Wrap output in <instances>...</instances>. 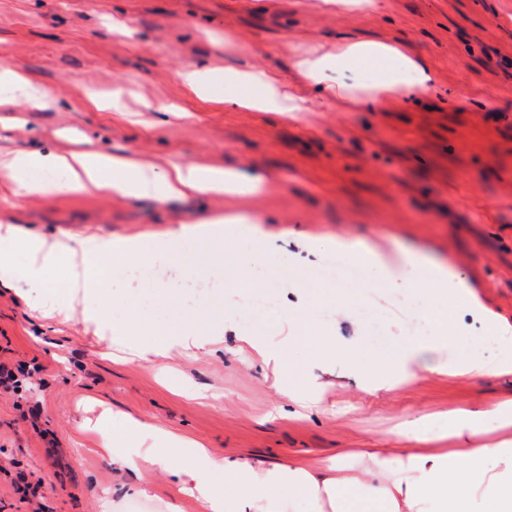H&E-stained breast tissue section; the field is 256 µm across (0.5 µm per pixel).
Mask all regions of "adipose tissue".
Masks as SVG:
<instances>
[{"label": "adipose tissue", "instance_id": "adipose-tissue-1", "mask_svg": "<svg viewBox=\"0 0 512 512\" xmlns=\"http://www.w3.org/2000/svg\"><path fill=\"white\" fill-rule=\"evenodd\" d=\"M302 85L286 86L265 68L252 65L216 70L193 65L180 73L196 97L224 102L251 112L285 116L305 111L304 86L332 94L337 111L382 108L430 90L434 70L401 44L348 37L319 44L296 56ZM261 179L237 167L179 164L161 167L132 157L79 147L57 155L19 151L0 155V191L24 198L58 191L71 195L117 194L129 200H166L186 195L235 198L259 190ZM24 251L25 263L15 254ZM138 239L86 238L77 246L28 236L14 224H0V287L39 284L36 307L43 315L57 311L52 289L43 287L48 268L64 267L72 295L94 297L106 277L104 261L112 254L138 255ZM407 267L426 266L430 286L418 290L422 302L437 292L481 305L474 290L452 263L424 264L407 253ZM498 357L476 354L466 362L444 360L451 345L448 316L440 314L432 330L413 337L391 360L379 361L366 376L368 384L389 391L410 385L418 373L451 379L512 375V324L487 317ZM216 340L203 317L156 324L145 342L113 329V344L151 362L177 347L207 349ZM512 428V399L483 408L464 407L448 416V433L469 435L464 448H363L344 450L314 462L294 459L258 467L233 456L197 447L189 439L133 419L100 422L104 446L112 460L134 473L141 484L156 475L192 486L202 512H512V438L485 442L487 429Z\"/></svg>", "mask_w": 512, "mask_h": 512}]
</instances>
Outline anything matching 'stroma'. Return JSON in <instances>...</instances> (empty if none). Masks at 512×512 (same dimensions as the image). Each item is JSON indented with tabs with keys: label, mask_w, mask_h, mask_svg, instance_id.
<instances>
[{
	"label": "stroma",
	"mask_w": 512,
	"mask_h": 512,
	"mask_svg": "<svg viewBox=\"0 0 512 512\" xmlns=\"http://www.w3.org/2000/svg\"><path fill=\"white\" fill-rule=\"evenodd\" d=\"M342 35L402 43L434 68L436 88L374 112H339L310 87L307 111L291 120L202 101L179 78L191 64L259 65L293 83L296 54ZM1 66L49 93L38 107H0L2 154L83 144L151 163L238 166L265 184L231 200L0 198V223L50 241L136 237L149 251L180 236L150 315L199 314L221 338L207 351L134 360L80 312L46 317L23 290L0 288V362L43 367L19 394H0V512H168L173 503L200 512L194 495L162 476L137 492L94 429L105 413L267 466L342 448H409L407 421L429 416L436 431L452 409L512 396V376L425 375L398 392L360 390L351 366L387 356L369 340L363 307L381 314L401 349L410 323L426 324L441 305L397 309L410 288L401 271L366 275L358 293L325 287L311 276L324 256L308 250L325 234L451 260L484 308L512 322V0H380L375 14L339 17L314 0H0ZM80 85L101 97L121 91L122 111L89 108ZM215 215L258 223L265 261L243 265L248 234L225 235L216 249L192 233ZM281 260L293 274L279 284L285 314L267 339L307 360L312 345L294 339L307 318L332 352L312 368L322 412L291 419L278 411L284 371L243 339L245 294ZM139 265L113 256L101 295L135 337L145 331L125 307L142 291L125 272Z\"/></svg>",
	"instance_id": "35a3bbf8"
}]
</instances>
